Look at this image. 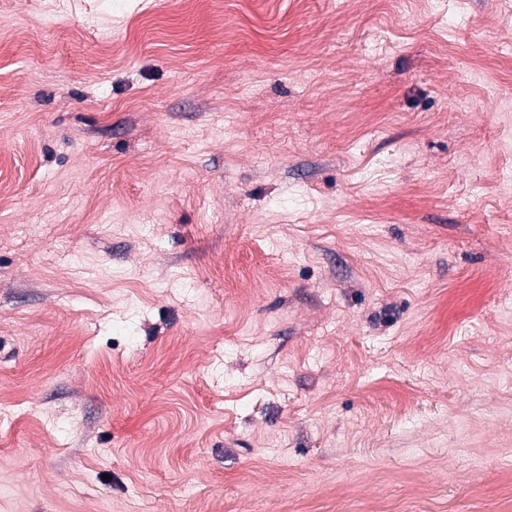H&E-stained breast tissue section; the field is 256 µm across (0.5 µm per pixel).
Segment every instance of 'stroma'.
I'll use <instances>...</instances> for the list:
<instances>
[{
  "instance_id": "obj_1",
  "label": "stroma",
  "mask_w": 512,
  "mask_h": 512,
  "mask_svg": "<svg viewBox=\"0 0 512 512\" xmlns=\"http://www.w3.org/2000/svg\"><path fill=\"white\" fill-rule=\"evenodd\" d=\"M45 5L0 0V512H512V0Z\"/></svg>"
}]
</instances>
